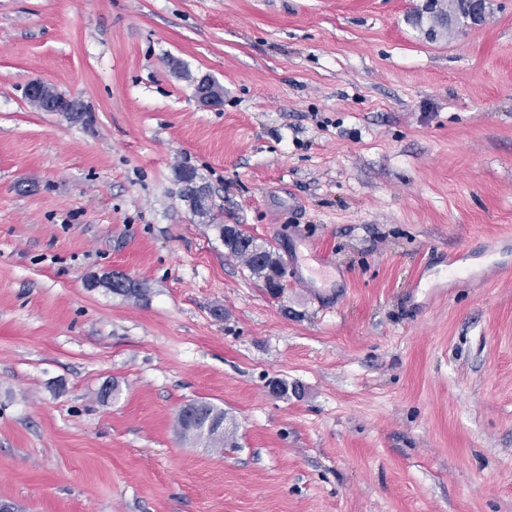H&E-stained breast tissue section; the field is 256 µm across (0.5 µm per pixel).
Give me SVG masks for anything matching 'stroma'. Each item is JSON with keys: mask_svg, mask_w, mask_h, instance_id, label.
Instances as JSON below:
<instances>
[{"mask_svg": "<svg viewBox=\"0 0 512 512\" xmlns=\"http://www.w3.org/2000/svg\"><path fill=\"white\" fill-rule=\"evenodd\" d=\"M416 2L0 0V500L512 512V0L433 41ZM113 272L146 297L91 287ZM192 400L223 451L179 435ZM195 97L204 107L221 106L224 102V87L212 76L205 74L195 84ZM26 92L27 97L29 95L40 105L42 112H63L72 118H78L86 110V105L81 99L59 97L51 85L40 80L29 81L26 85ZM79 118H82L81 120L88 119V112ZM178 184L183 189L184 199L193 213L200 214L208 208L210 199L207 192L195 181L192 171L186 170ZM218 230L224 247L228 252L241 259L250 272L258 279L263 281L267 291L273 296H278L283 290V284L277 281L278 276H283L282 268L278 258L270 246L257 242L251 234L247 233L240 225H235L233 228H224V224L218 225ZM260 250L265 261L262 264L255 262L252 258L248 247ZM181 410H192L199 414L203 421L210 420L211 430L207 437L211 443V447L224 449V431L219 436H213L218 432L224 423V411L213 406L207 401H193L185 405ZM181 410L177 415V426L185 439H196L204 435L199 434L195 429L190 427L182 418Z\"/></svg>", "mask_w": 512, "mask_h": 512, "instance_id": "1", "label": "stroma"}]
</instances>
